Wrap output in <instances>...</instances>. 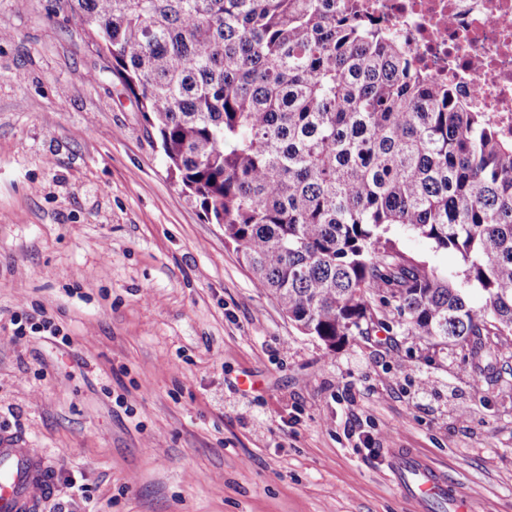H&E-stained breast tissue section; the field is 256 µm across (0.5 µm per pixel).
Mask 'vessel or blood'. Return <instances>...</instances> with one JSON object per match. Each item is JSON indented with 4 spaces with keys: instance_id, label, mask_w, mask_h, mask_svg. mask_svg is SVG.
I'll return each instance as SVG.
<instances>
[{
    "instance_id": "b4317fda",
    "label": "vessel or blood",
    "mask_w": 512,
    "mask_h": 512,
    "mask_svg": "<svg viewBox=\"0 0 512 512\" xmlns=\"http://www.w3.org/2000/svg\"><path fill=\"white\" fill-rule=\"evenodd\" d=\"M391 471L413 512H476L442 471L417 456L394 451ZM51 485L39 449L0 445V512H37Z\"/></svg>"
}]
</instances>
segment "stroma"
I'll use <instances>...</instances> for the list:
<instances>
[{
	"label": "stroma",
	"instance_id": "obj_1",
	"mask_svg": "<svg viewBox=\"0 0 512 512\" xmlns=\"http://www.w3.org/2000/svg\"><path fill=\"white\" fill-rule=\"evenodd\" d=\"M1 29L0 439L45 453L39 512H409L391 448L512 512V358L489 384L398 330L301 333L92 35L57 0Z\"/></svg>",
	"mask_w": 512,
	"mask_h": 512
}]
</instances>
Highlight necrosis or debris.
<instances>
[{
	"instance_id": "necrosis-or-debris-1",
	"label": "necrosis or debris",
	"mask_w": 512,
	"mask_h": 512,
	"mask_svg": "<svg viewBox=\"0 0 512 512\" xmlns=\"http://www.w3.org/2000/svg\"><path fill=\"white\" fill-rule=\"evenodd\" d=\"M408 55L512 129V0H356Z\"/></svg>"
}]
</instances>
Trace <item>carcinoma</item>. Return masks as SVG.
Wrapping results in <instances>:
<instances>
[{
	"mask_svg": "<svg viewBox=\"0 0 512 512\" xmlns=\"http://www.w3.org/2000/svg\"><path fill=\"white\" fill-rule=\"evenodd\" d=\"M254 284L334 351L395 327L512 346V131L343 0H60ZM406 229L454 252L448 278ZM483 303L475 306L470 292ZM396 234L400 247L406 253L438 266L441 270L447 272L449 277L454 276L460 270V262L455 254L434 252L426 240L402 229H397Z\"/></svg>",
	"mask_w": 512,
	"mask_h": 512,
	"instance_id": "cac0c4a2",
	"label": "carcinoma"
}]
</instances>
